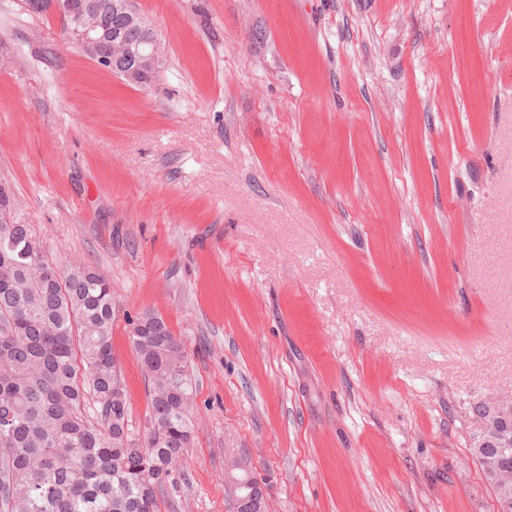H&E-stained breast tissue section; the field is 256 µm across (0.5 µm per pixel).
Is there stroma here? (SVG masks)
<instances>
[{
  "mask_svg": "<svg viewBox=\"0 0 512 512\" xmlns=\"http://www.w3.org/2000/svg\"><path fill=\"white\" fill-rule=\"evenodd\" d=\"M142 88L0 0V186L193 369L159 512H496L470 410L512 394V0H134Z\"/></svg>",
  "mask_w": 512,
  "mask_h": 512,
  "instance_id": "1",
  "label": "stroma"
}]
</instances>
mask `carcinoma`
Wrapping results in <instances>:
<instances>
[{
  "label": "carcinoma",
  "instance_id": "obj_1",
  "mask_svg": "<svg viewBox=\"0 0 512 512\" xmlns=\"http://www.w3.org/2000/svg\"><path fill=\"white\" fill-rule=\"evenodd\" d=\"M69 0H57L61 28L80 44ZM100 49L129 53L135 66L157 38L149 22L129 23L114 0H86ZM0 223V503L7 512H158L159 496L184 469L192 438L193 378L180 338L151 312L131 323L130 342L149 386L145 444L129 421L112 353L115 293L95 266H53L30 224ZM98 404L87 415L88 398ZM496 502L512 497V450L470 448Z\"/></svg>",
  "mask_w": 512,
  "mask_h": 512
}]
</instances>
